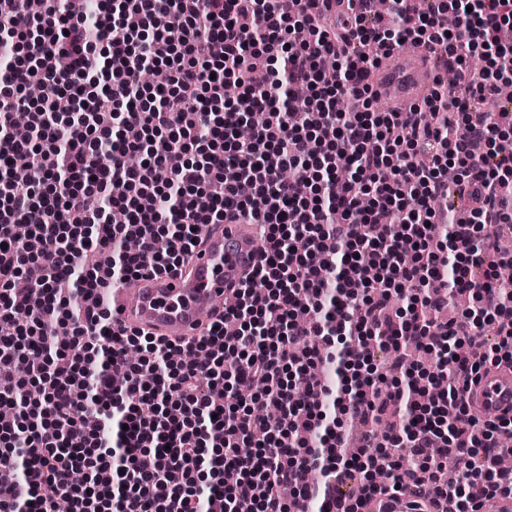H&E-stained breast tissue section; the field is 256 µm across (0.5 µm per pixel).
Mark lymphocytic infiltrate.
Returning <instances> with one entry per match:
<instances>
[{
  "mask_svg": "<svg viewBox=\"0 0 512 512\" xmlns=\"http://www.w3.org/2000/svg\"><path fill=\"white\" fill-rule=\"evenodd\" d=\"M357 2L344 33L322 0H101L93 14L43 0L37 15L0 0V408L36 419L0 421V512H54L58 496L70 512H356L339 479L406 497L410 512L512 499L499 465L512 419L466 402L481 372L512 367V282L480 233L512 224L499 196L512 190V112L484 107L512 82V0L422 13L400 0L389 17ZM408 43L457 82L373 111L365 46ZM157 66L166 82L145 88ZM297 92L307 111L289 109ZM18 111L32 139L7 133ZM252 112L265 122L238 139ZM205 224H256L263 242L218 329L191 344L114 332L103 292L178 271ZM459 293L472 308L441 322ZM335 334L341 350H321ZM407 344L433 369L411 366ZM339 363L342 388L309 375ZM33 384L40 398L19 402Z\"/></svg>",
  "mask_w": 512,
  "mask_h": 512,
  "instance_id": "lymphocytic-infiltrate-1",
  "label": "lymphocytic infiltrate"
}]
</instances>
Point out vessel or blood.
Returning a JSON list of instances; mask_svg holds the SVG:
<instances>
[{"label":"vessel or blood","mask_w":512,"mask_h":512,"mask_svg":"<svg viewBox=\"0 0 512 512\" xmlns=\"http://www.w3.org/2000/svg\"><path fill=\"white\" fill-rule=\"evenodd\" d=\"M429 54L407 46L380 59L370 86L384 109L404 111L425 97ZM259 244L251 225L211 224L186 270L144 274L112 291L115 329H136L161 338L198 339L224 315L231 288L257 263ZM469 402L475 414L512 415V369L481 374Z\"/></svg>","instance_id":"obj_1"}]
</instances>
